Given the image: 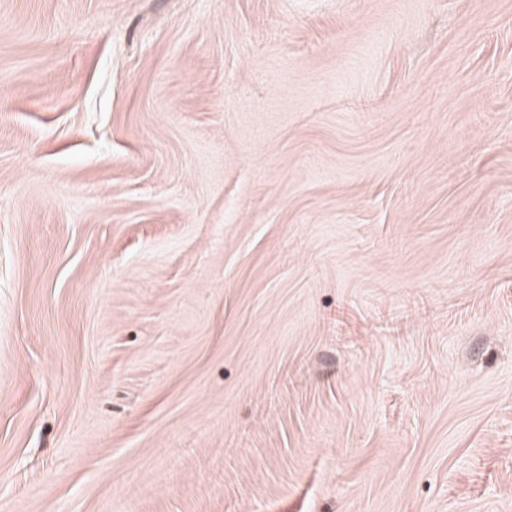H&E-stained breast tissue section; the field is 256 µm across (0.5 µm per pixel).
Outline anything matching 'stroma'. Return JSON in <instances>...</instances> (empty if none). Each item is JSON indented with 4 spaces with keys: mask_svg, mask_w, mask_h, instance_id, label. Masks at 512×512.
<instances>
[{
    "mask_svg": "<svg viewBox=\"0 0 512 512\" xmlns=\"http://www.w3.org/2000/svg\"><path fill=\"white\" fill-rule=\"evenodd\" d=\"M0 512H512V0H0Z\"/></svg>",
    "mask_w": 512,
    "mask_h": 512,
    "instance_id": "stroma-1",
    "label": "stroma"
}]
</instances>
